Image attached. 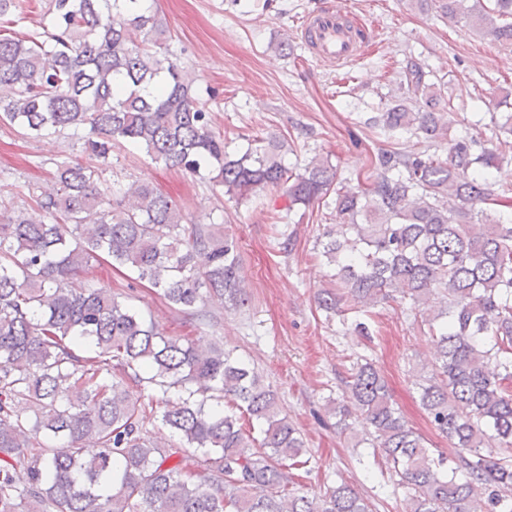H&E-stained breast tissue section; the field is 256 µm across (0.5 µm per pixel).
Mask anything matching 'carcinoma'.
Segmentation results:
<instances>
[{
  "label": "carcinoma",
  "instance_id": "1",
  "mask_svg": "<svg viewBox=\"0 0 512 512\" xmlns=\"http://www.w3.org/2000/svg\"><path fill=\"white\" fill-rule=\"evenodd\" d=\"M413 2L512 44V0ZM43 16L39 31L0 34V124L33 139L81 131L96 164L55 162L57 188L29 193L32 214L0 207V512H373L346 483L315 501L289 488L306 442L233 351L197 350L110 288L71 287L103 259L185 312L208 293L234 310L249 301L234 237L184 223L148 183L100 189L117 142L237 202L268 188L304 206L335 194L336 223L320 242L331 287L318 305L370 343L371 307L390 299L416 311L436 351L417 379L420 403L451 452L432 451L408 425L365 355L345 381L350 403L330 400L328 413L342 429L364 415L372 447L406 485L405 512H512V456L492 455L512 448V186L489 178L512 150L501 138L512 136V113L498 112L507 98L480 99L496 141L452 136L441 112L452 97L407 62L374 123L390 138L446 143L448 159L382 149L375 179L345 191L327 161L290 171L273 138L228 152L141 0H45ZM159 405L175 447L142 429Z\"/></svg>",
  "mask_w": 512,
  "mask_h": 512
}]
</instances>
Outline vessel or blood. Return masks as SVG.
<instances>
[{"label":"vessel or blood","instance_id":"1","mask_svg":"<svg viewBox=\"0 0 512 512\" xmlns=\"http://www.w3.org/2000/svg\"><path fill=\"white\" fill-rule=\"evenodd\" d=\"M301 34L312 58L339 66L361 57L370 40L368 28L351 24L334 0L306 17Z\"/></svg>","mask_w":512,"mask_h":512}]
</instances>
